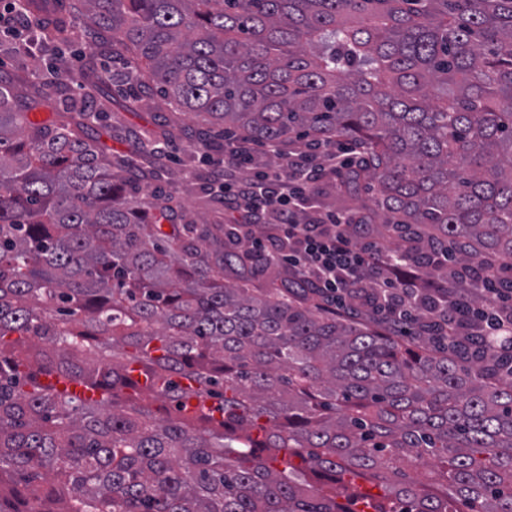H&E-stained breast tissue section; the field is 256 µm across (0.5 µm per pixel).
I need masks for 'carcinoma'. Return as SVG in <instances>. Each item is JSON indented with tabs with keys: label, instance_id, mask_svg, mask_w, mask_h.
Masks as SVG:
<instances>
[{
	"label": "carcinoma",
	"instance_id": "obj_1",
	"mask_svg": "<svg viewBox=\"0 0 512 512\" xmlns=\"http://www.w3.org/2000/svg\"><path fill=\"white\" fill-rule=\"evenodd\" d=\"M54 4L24 0L27 52L91 40L83 98L57 57L62 107L33 120L43 86L0 74V512H349L336 476L358 471L381 481L374 512H512V348L447 351L305 292L253 293L265 263L224 247V225L166 231L177 190L127 196L132 171L164 179L165 151L134 166L90 134L109 119L90 111L107 45L131 102L155 90L201 118L193 156L228 131L348 145L369 234L413 242L420 283L477 303L465 266L512 288V0H68L52 21ZM449 242L448 263L427 257ZM133 365L179 415L127 392ZM194 399L212 405L189 414Z\"/></svg>",
	"mask_w": 512,
	"mask_h": 512
}]
</instances>
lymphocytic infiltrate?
<instances>
[{"label": "lymphocytic infiltrate", "instance_id": "1", "mask_svg": "<svg viewBox=\"0 0 512 512\" xmlns=\"http://www.w3.org/2000/svg\"><path fill=\"white\" fill-rule=\"evenodd\" d=\"M260 154L277 157V165L259 177L247 174ZM221 165L223 178L211 189L223 194L235 213L232 232L246 242L248 254L288 267L314 289L325 310L348 312L359 303L384 321L414 325L425 307L442 346L476 333L491 346L512 339V290L497 287L487 269L463 272L477 286L479 304L451 291L441 305H425L417 294L412 243L386 250L361 242L350 230L353 214L316 210L315 182L335 177L344 167L335 148L288 153L277 142L242 140L225 146Z\"/></svg>", "mask_w": 512, "mask_h": 512}]
</instances>
